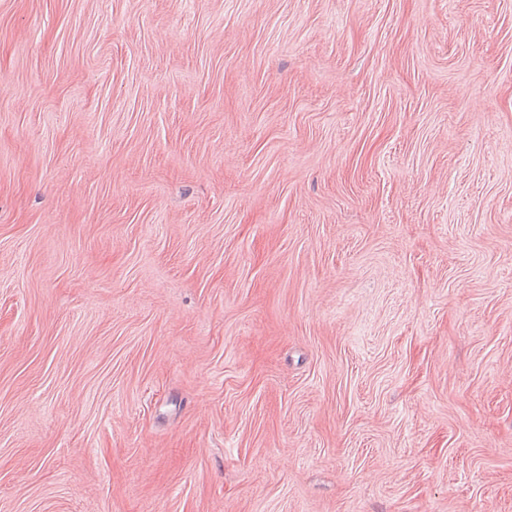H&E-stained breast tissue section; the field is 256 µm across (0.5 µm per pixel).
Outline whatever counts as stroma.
<instances>
[{"label": "stroma", "mask_w": 512, "mask_h": 512, "mask_svg": "<svg viewBox=\"0 0 512 512\" xmlns=\"http://www.w3.org/2000/svg\"><path fill=\"white\" fill-rule=\"evenodd\" d=\"M0 512H512V0H0Z\"/></svg>", "instance_id": "stroma-1"}]
</instances>
